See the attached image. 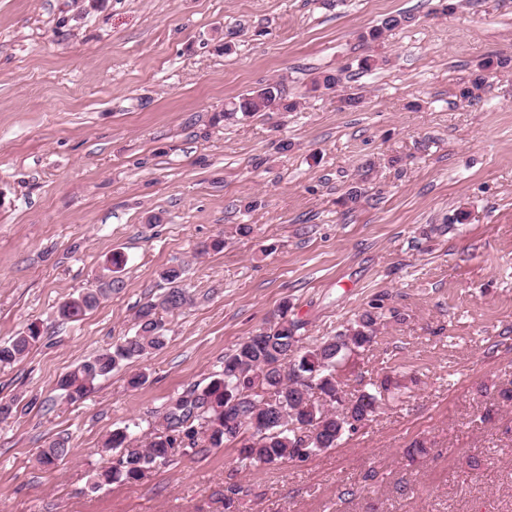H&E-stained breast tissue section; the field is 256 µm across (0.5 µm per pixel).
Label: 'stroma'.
<instances>
[{"label":"stroma","instance_id":"stroma-1","mask_svg":"<svg viewBox=\"0 0 512 512\" xmlns=\"http://www.w3.org/2000/svg\"><path fill=\"white\" fill-rule=\"evenodd\" d=\"M494 53L512 55V0H0V342L41 333L0 366V512H512V70L458 97ZM270 82L294 111L224 121ZM115 252L121 288L61 321ZM177 264L166 346L64 402L58 379L133 335ZM376 301L344 391L398 387L338 447L248 468L208 448L90 491L112 429L157 420L280 309L311 347ZM59 437L70 453L40 467ZM37 326H30L26 332L0 343V365H9L24 359L40 340Z\"/></svg>","mask_w":512,"mask_h":512}]
</instances>
